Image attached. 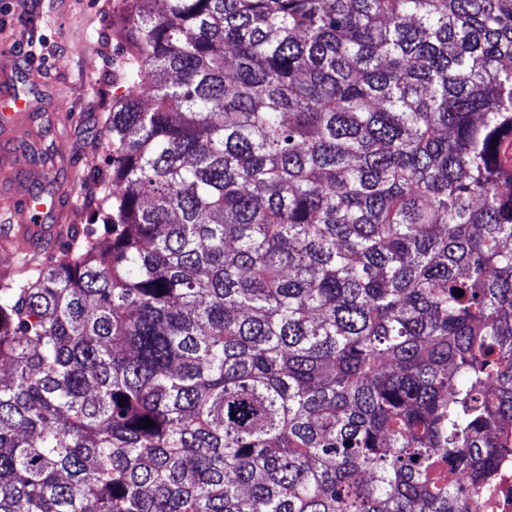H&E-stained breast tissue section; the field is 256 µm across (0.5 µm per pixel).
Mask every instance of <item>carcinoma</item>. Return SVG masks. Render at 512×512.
<instances>
[{"mask_svg": "<svg viewBox=\"0 0 512 512\" xmlns=\"http://www.w3.org/2000/svg\"><path fill=\"white\" fill-rule=\"evenodd\" d=\"M122 3L106 235L0 281V512H480L512 0Z\"/></svg>", "mask_w": 512, "mask_h": 512, "instance_id": "1", "label": "carcinoma"}]
</instances>
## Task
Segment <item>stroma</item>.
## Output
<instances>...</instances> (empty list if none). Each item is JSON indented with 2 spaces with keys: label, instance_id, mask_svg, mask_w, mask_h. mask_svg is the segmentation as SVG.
<instances>
[{
  "label": "stroma",
  "instance_id": "obj_1",
  "mask_svg": "<svg viewBox=\"0 0 512 512\" xmlns=\"http://www.w3.org/2000/svg\"><path fill=\"white\" fill-rule=\"evenodd\" d=\"M118 0H0V87L14 88L31 117L0 137V229L17 235L9 202L29 193L57 200L54 226L33 262L62 258L73 232L94 222L102 196L108 114L124 88L114 82Z\"/></svg>",
  "mask_w": 512,
  "mask_h": 512
}]
</instances>
